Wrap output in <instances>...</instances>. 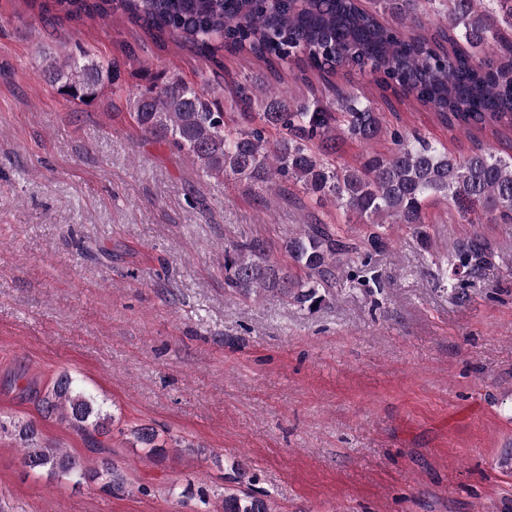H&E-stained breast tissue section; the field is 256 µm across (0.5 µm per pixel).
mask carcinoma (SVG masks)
<instances>
[{"instance_id":"carcinoma-1","label":"carcinoma","mask_w":512,"mask_h":512,"mask_svg":"<svg viewBox=\"0 0 512 512\" xmlns=\"http://www.w3.org/2000/svg\"><path fill=\"white\" fill-rule=\"evenodd\" d=\"M51 0L60 20L85 23L121 15L153 42H169L224 68V52L266 66L287 78L331 93L324 101L274 95L264 77L224 85L229 111L202 88L177 75L157 74L129 99L140 131L186 155L208 177L232 176L251 189L278 194L293 185L318 207L329 203L351 223H425L443 206L459 224H512V0ZM428 10L448 26H426ZM368 78L370 92L333 82L343 69ZM47 82L74 103L96 100L121 77L120 65L86 56L44 64ZM401 92L471 143L455 155L419 133L387 131L378 100ZM273 128L275 139L266 136ZM491 131L502 148L481 140ZM390 135L388 152L366 153L357 166L336 154L347 139L372 145ZM381 243L373 232L352 243L317 218L288 239L291 263L270 260L258 239L224 249V285L243 298L272 294L314 308L325 301L350 255ZM488 246L461 240L448 252V278L472 274L487 261ZM43 411L83 432H109L112 416L96 397L60 375L39 399ZM26 468L76 485L99 481L123 487L108 458L92 466L42 445L31 423L15 427ZM149 459L166 458V442L147 425L130 429ZM224 512H272L251 489H224Z\"/></svg>"}]
</instances>
